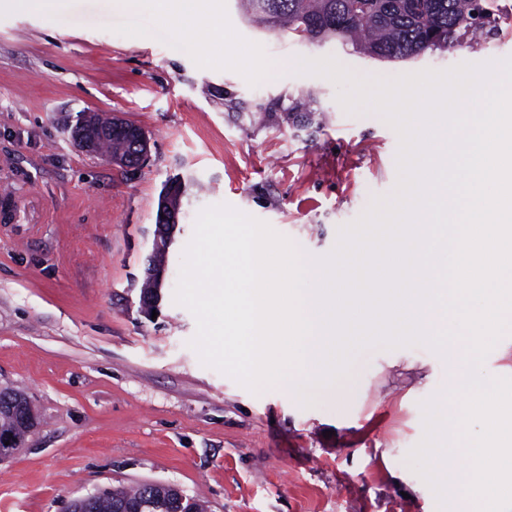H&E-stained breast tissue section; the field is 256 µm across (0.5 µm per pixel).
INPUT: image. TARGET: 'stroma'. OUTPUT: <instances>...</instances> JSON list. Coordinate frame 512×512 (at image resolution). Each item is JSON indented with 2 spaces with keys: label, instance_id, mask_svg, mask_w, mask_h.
<instances>
[{
  "label": "stroma",
  "instance_id": "obj_1",
  "mask_svg": "<svg viewBox=\"0 0 512 512\" xmlns=\"http://www.w3.org/2000/svg\"><path fill=\"white\" fill-rule=\"evenodd\" d=\"M480 40L404 62L337 41L260 29L215 0L227 49L203 59L196 17L169 23L68 0L52 22L0 0V390L41 418L0 463V512H65L99 489L160 482L207 512H453L412 469L421 404L448 385L423 344L366 348L347 376L302 406L204 366L192 313L174 301L183 250L205 207L228 204L314 257L398 179L399 137L373 111L347 112L331 80L298 58H335L395 78L512 56V0ZM315 91L320 127L284 119ZM119 116L150 138L132 170L74 145L78 113ZM187 193L156 318L138 311L160 193Z\"/></svg>",
  "mask_w": 512,
  "mask_h": 512
}]
</instances>
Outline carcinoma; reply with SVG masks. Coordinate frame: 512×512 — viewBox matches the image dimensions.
<instances>
[{
	"label": "carcinoma",
	"instance_id": "carcinoma-1",
	"mask_svg": "<svg viewBox=\"0 0 512 512\" xmlns=\"http://www.w3.org/2000/svg\"><path fill=\"white\" fill-rule=\"evenodd\" d=\"M248 20L260 27L279 30L310 43L337 40L352 45L376 60L406 61L427 51L448 49L464 37L483 31L497 21L496 0H239ZM98 152L131 156L133 142L120 137L99 142ZM176 228H166L153 242L148 267L166 264ZM161 289L151 277L140 285V299L158 302ZM21 421L9 411H0V435L18 432ZM171 499L170 487L144 483L117 489L116 496L101 494L95 512H117V504L152 502L163 505Z\"/></svg>",
	"mask_w": 512,
	"mask_h": 512
}]
</instances>
